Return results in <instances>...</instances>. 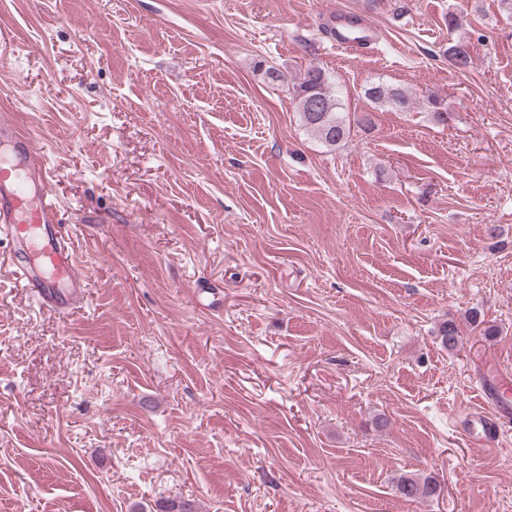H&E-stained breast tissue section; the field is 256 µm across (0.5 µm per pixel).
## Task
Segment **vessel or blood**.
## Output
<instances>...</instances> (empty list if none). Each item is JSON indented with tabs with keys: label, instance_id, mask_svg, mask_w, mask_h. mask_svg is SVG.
I'll use <instances>...</instances> for the list:
<instances>
[{
	"label": "vessel or blood",
	"instance_id": "vessel-or-blood-1",
	"mask_svg": "<svg viewBox=\"0 0 512 512\" xmlns=\"http://www.w3.org/2000/svg\"><path fill=\"white\" fill-rule=\"evenodd\" d=\"M0 142L11 148L0 156V237L12 244L16 283L33 293L46 311L69 314L89 282L75 270L74 252L50 189L51 173L31 139L2 119Z\"/></svg>",
	"mask_w": 512,
	"mask_h": 512
}]
</instances>
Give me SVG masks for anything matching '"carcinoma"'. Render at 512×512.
I'll return each mask as SVG.
<instances>
[{"instance_id": "1", "label": "carcinoma", "mask_w": 512, "mask_h": 512, "mask_svg": "<svg viewBox=\"0 0 512 512\" xmlns=\"http://www.w3.org/2000/svg\"><path fill=\"white\" fill-rule=\"evenodd\" d=\"M448 62L464 71L471 63L469 45L453 41L445 50ZM288 91L297 103L302 126L318 141L328 147H336L347 141L350 126L347 124L339 96L331 78L319 66L310 65L291 83ZM364 98L373 109L388 108L396 112H409L414 108L413 97L402 87L375 81L363 90ZM439 345L448 351L459 343V328L455 321L445 320L436 331ZM397 491L406 500L430 497L437 492V484L431 477L402 476Z\"/></svg>"}]
</instances>
